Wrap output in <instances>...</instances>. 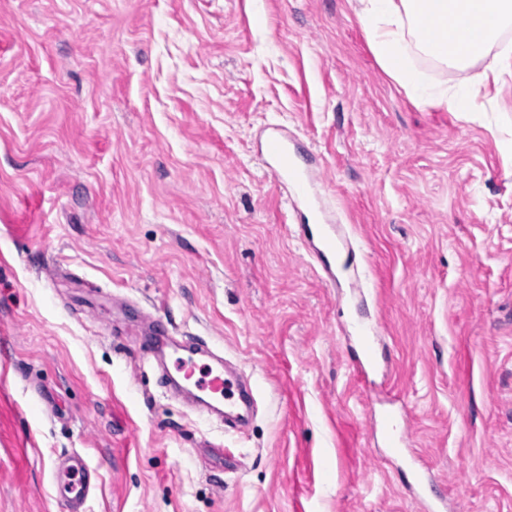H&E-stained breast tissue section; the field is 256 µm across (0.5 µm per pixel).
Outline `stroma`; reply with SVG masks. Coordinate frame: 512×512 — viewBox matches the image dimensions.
<instances>
[{"label": "stroma", "mask_w": 512, "mask_h": 512, "mask_svg": "<svg viewBox=\"0 0 512 512\" xmlns=\"http://www.w3.org/2000/svg\"><path fill=\"white\" fill-rule=\"evenodd\" d=\"M483 103L416 107L348 0H0V334L33 440L22 465L0 448V512H65L72 453L101 475L87 512H425L419 462L449 512H512V76ZM272 126L319 159L338 284ZM149 314L251 376L244 434L161 385ZM357 346L360 353V370L356 372L358 380H364L368 368L378 361V349L375 336L377 331L374 325L360 326L358 328ZM382 434L386 448L394 454H401L409 451L406 447V438L404 432H401L396 423V418L391 411H387L382 419Z\"/></svg>", "instance_id": "obj_1"}]
</instances>
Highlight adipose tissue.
Wrapping results in <instances>:
<instances>
[{"instance_id": "adipose-tissue-1", "label": "adipose tissue", "mask_w": 512, "mask_h": 512, "mask_svg": "<svg viewBox=\"0 0 512 512\" xmlns=\"http://www.w3.org/2000/svg\"><path fill=\"white\" fill-rule=\"evenodd\" d=\"M353 15L385 73L422 108L479 112L488 81L512 75V54L503 53L482 74H455L485 60L501 31L512 24V0H349ZM447 72L432 78L419 59Z\"/></svg>"}]
</instances>
